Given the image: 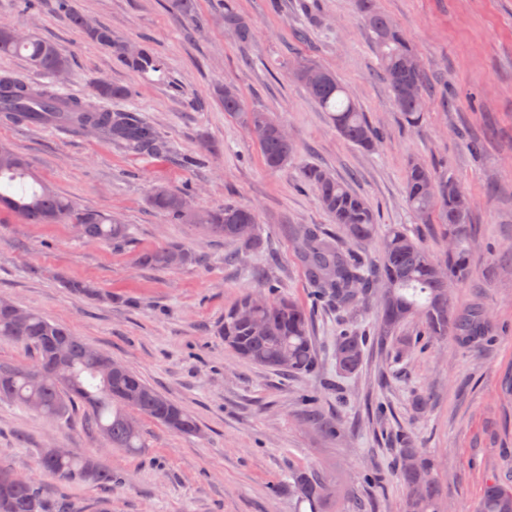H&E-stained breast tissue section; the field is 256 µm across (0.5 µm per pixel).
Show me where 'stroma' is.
<instances>
[{"label": "stroma", "instance_id": "35a3bbf8", "mask_svg": "<svg viewBox=\"0 0 512 512\" xmlns=\"http://www.w3.org/2000/svg\"><path fill=\"white\" fill-rule=\"evenodd\" d=\"M404 33L426 79V109L408 126L389 89L356 0H320L325 26L299 38V0H234L255 28L241 47L222 22L185 37V20L169 0H0V22L57 43L71 66L57 90L84 96L97 77L131 88L112 101L137 113L172 143L176 155L203 157L188 169L174 157L137 154L93 136L0 121V143L29 157L34 173L76 207L118 215L130 224L125 247L91 244L69 224H30L0 209V297L41 313L113 360L124 363L198 422L197 433L169 431L142 419L144 448L132 457L102 447L83 409L50 421L0 400V465L37 479L49 504L69 512H295L286 485L292 470L316 469L341 484L324 512H398L402 488L393 467L395 437L441 462L449 512H472L487 478L512 483V0H378ZM111 28L123 44L160 57L164 74L141 76L70 26L66 8ZM307 56L336 73L360 104L379 141L364 151L343 140L327 113L291 75ZM230 83L247 108L261 109L298 146L293 165L269 170L256 138L213 94ZM418 159L453 173L471 200L473 274L452 292L457 309L480 306L493 339L479 348L454 340H417L408 323L385 344L375 341L379 310L366 302L353 315L316 304L290 224L333 229L300 169L318 165L369 203L379 232L402 226L436 257L447 244L436 219L419 220L406 203L404 169ZM188 189L200 208L237 201L256 210L270 255L230 262L235 244L171 223L148 202L152 187ZM178 239L206 254L200 265L170 271L139 266L138 252ZM263 263L285 294L310 310L318 373L284 377L229 351L216 327L236 299L255 287ZM66 279L97 283L87 298ZM364 337V360L336 372V339ZM317 395L336 422L327 434L308 422L301 398ZM425 409H417V399ZM75 448L111 468V486L65 484L42 474L40 449Z\"/></svg>", "mask_w": 512, "mask_h": 512}]
</instances>
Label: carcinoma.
Listing matches in <instances>:
<instances>
[{
    "label": "carcinoma",
    "mask_w": 512,
    "mask_h": 512,
    "mask_svg": "<svg viewBox=\"0 0 512 512\" xmlns=\"http://www.w3.org/2000/svg\"><path fill=\"white\" fill-rule=\"evenodd\" d=\"M179 14L199 28L209 18L198 14L195 0H171ZM377 0H357V8L378 58V67L388 86L395 109L410 126L420 123L424 112L423 71L410 68L416 53L398 27L376 5ZM212 17L224 22L241 44L252 41L251 24L235 12L232 0H216ZM73 27L87 38L119 57L134 73L145 75L164 70L162 60L140 48L129 55L125 46L112 37V29L89 25L87 17L73 11L68 16ZM7 23L0 26V56H20L30 68L52 82L25 84L11 75H0V120L11 124L48 125L65 122L71 131L97 136L126 150L162 157L171 146L157 128L133 112L110 111L93 99H123L129 87L110 81H90V98H71L60 102L54 90L56 74L68 70V56L52 41L35 35L13 36ZM293 77L318 104L345 140L364 150L376 146L377 131L345 85L327 68L309 58H298ZM215 94L224 111L238 116L259 141L268 169L288 166L297 151L293 139L282 137L271 128L270 113L244 108L238 90ZM27 158L0 144V208L11 210L30 224H78L82 237L92 242H107L114 247L131 239V225L93 209L78 210L72 201L46 183L29 186ZM301 181L312 187L323 210L336 224V233L318 224H291L288 236L296 245L307 278L317 300L337 311H357L370 297L377 300L380 316L376 335L383 340L396 336L401 326L415 321L419 335L430 341L448 336L461 344L478 342L487 327L481 310L461 312L454 308L451 288L467 282L472 274V229L470 199L462 192L454 176L437 173L419 161L410 162L404 172L406 199L410 209L424 217L433 216L444 226L450 244L444 260L409 232L393 226L383 238L380 262L370 264L348 246L364 244L375 238L377 226L368 202L327 170L309 166L301 171ZM190 194L156 187L149 195L150 205L174 224H191L214 238L231 241L249 253L258 254L264 241L257 232L256 211L245 204L226 202L216 209L184 207ZM137 264L156 270H171L200 264L204 256L178 242H168L137 254ZM257 288L243 293L224 311V320L216 327L224 345L240 359L284 375L314 374L321 361L313 336L309 311L282 295L265 276L255 278ZM16 305L0 297V338L33 347L38 354L33 367L0 363V399L30 409L38 401V413L49 420H62L76 403L91 412L92 430L108 436L112 447L129 455L145 448L141 428H132V415L152 419L170 431L194 434L198 425L191 414L126 368L115 374L104 368L112 358L93 350L66 327L50 322L36 311L27 310L21 319ZM364 357L362 338L343 335L336 344V369L341 373L358 370ZM65 360L66 377L53 368L55 360ZM40 471L61 483L112 485V471L93 456L58 459L49 449H40ZM93 477H86L87 470ZM396 474L403 488L400 512H447L434 455L415 447L406 434L400 436ZM288 495L297 506L309 512H323L340 488L326 484L316 473L297 469L288 474ZM0 512H51L37 483L0 467ZM476 512H512V488L490 478L486 482Z\"/></svg>",
    "instance_id": "cac0c4a2"
}]
</instances>
